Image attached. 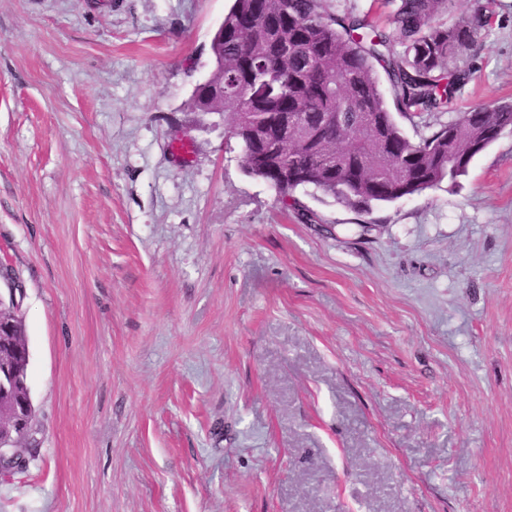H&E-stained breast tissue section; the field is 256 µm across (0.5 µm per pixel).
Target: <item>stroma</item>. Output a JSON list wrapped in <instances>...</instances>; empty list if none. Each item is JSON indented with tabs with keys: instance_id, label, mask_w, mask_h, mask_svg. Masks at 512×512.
Instances as JSON below:
<instances>
[{
	"instance_id": "obj_1",
	"label": "stroma",
	"mask_w": 512,
	"mask_h": 512,
	"mask_svg": "<svg viewBox=\"0 0 512 512\" xmlns=\"http://www.w3.org/2000/svg\"><path fill=\"white\" fill-rule=\"evenodd\" d=\"M230 0H0V289L36 457L0 512H512V131L364 213L186 103ZM447 115L512 103L496 0Z\"/></svg>"
}]
</instances>
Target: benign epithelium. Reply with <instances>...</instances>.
Instances as JSON below:
<instances>
[{"label":"benign epithelium","mask_w":512,"mask_h":512,"mask_svg":"<svg viewBox=\"0 0 512 512\" xmlns=\"http://www.w3.org/2000/svg\"><path fill=\"white\" fill-rule=\"evenodd\" d=\"M7 306L13 315H20V301L16 293L9 292V298L0 296V331L11 332L13 321L4 318L1 306ZM17 347L16 339L0 338V471H11L27 462L26 448H5L3 443L9 440H21L26 444L32 440L29 427V414L20 410L13 395L25 385L24 379L18 372L12 354Z\"/></svg>","instance_id":"benign-epithelium-1"}]
</instances>
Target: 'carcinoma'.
Listing matches in <instances>:
<instances>
[{"instance_id":"1","label":"carcinoma","mask_w":512,"mask_h":512,"mask_svg":"<svg viewBox=\"0 0 512 512\" xmlns=\"http://www.w3.org/2000/svg\"><path fill=\"white\" fill-rule=\"evenodd\" d=\"M495 0L453 14V0H233L213 39V80L193 112H220L244 172L268 183L306 222L311 188L360 212L455 182L474 147L512 130V104L441 116L471 79ZM390 87L387 99L380 75ZM427 115L409 139L393 112Z\"/></svg>"}]
</instances>
